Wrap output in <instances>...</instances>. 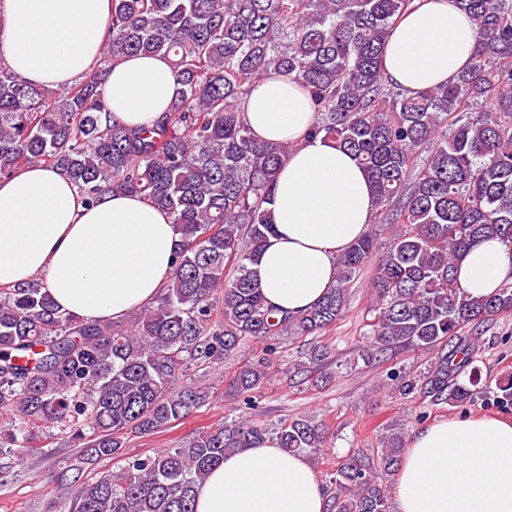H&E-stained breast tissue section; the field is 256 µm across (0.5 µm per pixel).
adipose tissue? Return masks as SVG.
Returning <instances> with one entry per match:
<instances>
[{"label": "adipose tissue", "mask_w": 512, "mask_h": 512, "mask_svg": "<svg viewBox=\"0 0 512 512\" xmlns=\"http://www.w3.org/2000/svg\"><path fill=\"white\" fill-rule=\"evenodd\" d=\"M475 25L454 0H412L384 49L389 83L421 93L452 84L476 48ZM112 31V0H0V58L37 86L65 88L98 64ZM176 81L167 59L132 56L113 65L106 104L129 126L154 124ZM253 137L288 142L271 188L273 228L253 264L268 303L299 313L336 282L337 259L366 234L373 188L354 156L311 135L309 92L260 77L243 99ZM179 235L166 210L109 192L86 204L58 171L28 165L0 179V286L44 276L60 310L117 320L152 301L171 278ZM512 281V245L473 242L456 284L473 298ZM197 512H327L308 459L274 444L229 454L196 490ZM394 512H512V420L443 418L415 431L397 473Z\"/></svg>", "instance_id": "adipose-tissue-1"}]
</instances>
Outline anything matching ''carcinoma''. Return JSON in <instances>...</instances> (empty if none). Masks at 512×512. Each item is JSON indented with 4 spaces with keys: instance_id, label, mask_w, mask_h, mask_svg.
I'll return each instance as SVG.
<instances>
[{
    "instance_id": "cac0c4a2",
    "label": "carcinoma",
    "mask_w": 512,
    "mask_h": 512,
    "mask_svg": "<svg viewBox=\"0 0 512 512\" xmlns=\"http://www.w3.org/2000/svg\"><path fill=\"white\" fill-rule=\"evenodd\" d=\"M411 0H112V39L94 73L73 85L34 87L0 61V178L26 165L62 170L87 203L109 191L167 210L181 234L175 270L156 304L127 324L89 322L55 304L40 275L0 287V457L49 422L86 454H122L131 434L158 432L208 400L174 389L194 363H219L242 341L267 340L233 391L254 393L285 334L314 336L346 309L351 282L372 267L368 336L376 347L432 355L394 377L395 396L432 407L484 398L512 406V375L491 384L473 337L512 315V282L470 298L455 257L480 236L512 242V0H457L476 25L477 49L451 85L410 94L387 84L381 57ZM168 60L178 95L160 121L130 127L110 116L105 82L129 55ZM311 92L314 133L350 151L370 174L381 224L400 226L380 249L367 234L339 260L336 284L311 310L271 306L251 264L271 230L264 203L288 155L251 136L243 95L262 76ZM428 152L421 159V152ZM224 290L223 304L213 303ZM269 441L315 453L327 433L308 416L269 428L223 424L186 444L128 459L118 474L73 479L53 512H195V489L224 455ZM403 435L382 437L328 479L332 512H389L385 480Z\"/></svg>"
}]
</instances>
